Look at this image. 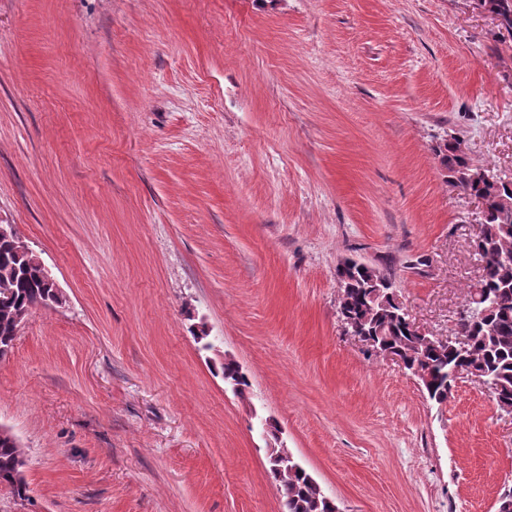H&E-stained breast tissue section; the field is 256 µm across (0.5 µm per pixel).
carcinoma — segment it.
<instances>
[{"label":"carcinoma","instance_id":"1","mask_svg":"<svg viewBox=\"0 0 512 512\" xmlns=\"http://www.w3.org/2000/svg\"><path fill=\"white\" fill-rule=\"evenodd\" d=\"M500 22V29L512 39V0H489ZM458 138L444 139L434 153L446 170L451 184L467 196H481L488 203L487 217L473 240L475 253L483 263L482 275L469 286L460 336L465 344L438 345L409 332L403 307L395 302L392 280L374 283L365 270L339 265L336 278L341 282L337 300L339 315L390 348L406 364L407 371H427L418 381L429 400L442 405L455 372L480 374L494 386L498 407H512V180L497 175L476 179L482 167L458 151ZM29 249L18 236L0 238V358L12 351L19 320L39 305H57L62 299L51 288L43 268L28 262ZM222 372L241 387L249 388L245 374L234 362L222 364ZM25 452L12 433L0 434V487L20 500L29 498L24 475ZM278 482L282 512H340L316 480L298 463L271 471Z\"/></svg>","mask_w":512,"mask_h":512}]
</instances>
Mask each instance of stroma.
I'll list each match as a JSON object with an SVG mask.
<instances>
[{"label":"stroma","instance_id":"1","mask_svg":"<svg viewBox=\"0 0 512 512\" xmlns=\"http://www.w3.org/2000/svg\"><path fill=\"white\" fill-rule=\"evenodd\" d=\"M499 37L470 0H0V224L63 299L0 360V512H281L277 444L342 512H497L512 417L346 334L336 267L455 335L482 217L433 148L512 179ZM25 452L13 433L0 431V487H5L20 500L28 499L29 484L24 475Z\"/></svg>","mask_w":512,"mask_h":512}]
</instances>
